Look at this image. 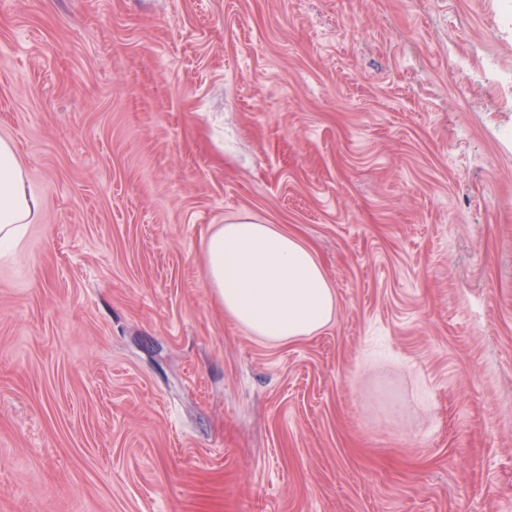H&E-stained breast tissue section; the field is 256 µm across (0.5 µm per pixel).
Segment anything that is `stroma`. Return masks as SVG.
<instances>
[{
	"label": "stroma",
	"mask_w": 512,
	"mask_h": 512,
	"mask_svg": "<svg viewBox=\"0 0 512 512\" xmlns=\"http://www.w3.org/2000/svg\"><path fill=\"white\" fill-rule=\"evenodd\" d=\"M0 512H512L506 0H0ZM337 294L271 346L216 225ZM37 209V201L27 190L22 167L5 140H0V249L17 247ZM205 256L207 285L224 313L260 341L308 337L333 317L335 291L313 252L271 224H221Z\"/></svg>",
	"instance_id": "1"
}]
</instances>
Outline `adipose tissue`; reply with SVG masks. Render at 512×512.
<instances>
[{
    "mask_svg": "<svg viewBox=\"0 0 512 512\" xmlns=\"http://www.w3.org/2000/svg\"><path fill=\"white\" fill-rule=\"evenodd\" d=\"M37 209L10 143L0 140V249L17 247ZM207 285L234 322L260 341L311 336L332 319L335 291L297 237L250 219L219 226L205 245Z\"/></svg>",
    "mask_w": 512,
    "mask_h": 512,
    "instance_id": "ef3b65f1",
    "label": "adipose tissue"
}]
</instances>
